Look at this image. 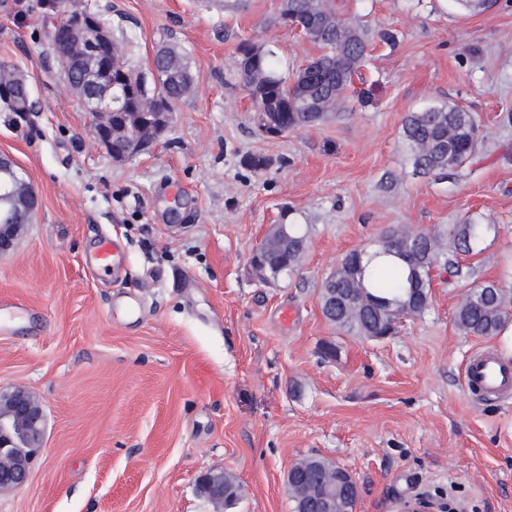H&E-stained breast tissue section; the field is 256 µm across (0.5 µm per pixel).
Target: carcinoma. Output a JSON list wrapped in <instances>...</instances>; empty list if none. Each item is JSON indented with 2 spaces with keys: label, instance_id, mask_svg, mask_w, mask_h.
I'll return each instance as SVG.
<instances>
[{
  "label": "carcinoma",
  "instance_id": "carcinoma-1",
  "mask_svg": "<svg viewBox=\"0 0 512 512\" xmlns=\"http://www.w3.org/2000/svg\"><path fill=\"white\" fill-rule=\"evenodd\" d=\"M315 11L327 19V24L318 31H304L318 49L316 62L326 65L314 83L301 87L288 79L280 72L275 52L254 42L241 43L240 57L234 61L235 75L245 89H258L268 103L288 104L279 113L278 125L290 130L308 129L330 117L370 47L367 31L336 14L332 0H282L275 22L285 25L290 18H308ZM338 48L348 60L347 69L341 74L329 68ZM154 65L152 76L157 82L145 80L126 102L123 120L131 127L150 107L157 89L165 90L169 100L177 103L188 96L195 84L196 74L189 57L176 44L161 46ZM20 78L22 75L14 67L0 64L1 111H16L14 93ZM402 138L414 170L437 179L450 170L464 168L476 150L480 128L471 113L444 104L408 113ZM284 228L288 232V248H283L276 228L265 244V271L274 277L295 270L307 247V232L302 225L286 224ZM495 231L493 224L468 220L434 233L404 225L388 228L379 239V254L401 261L403 267L369 269L362 264V256L348 254L322 284V296H328L334 287L338 299L336 310L324 312L326 320L363 338L389 335L401 317L421 315L428 309L433 267L441 265L461 275L455 262L457 254L477 250ZM510 322L512 292L492 281L465 292L454 314L456 328L467 336H496ZM323 470V483L309 487L306 498L318 495L325 485L334 482L338 486L336 512H353L358 494L340 489L351 475L326 458Z\"/></svg>",
  "mask_w": 512,
  "mask_h": 512
}]
</instances>
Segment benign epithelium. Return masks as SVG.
Here are the masks:
<instances>
[{
    "instance_id": "1",
    "label": "benign epithelium",
    "mask_w": 512,
    "mask_h": 512,
    "mask_svg": "<svg viewBox=\"0 0 512 512\" xmlns=\"http://www.w3.org/2000/svg\"><path fill=\"white\" fill-rule=\"evenodd\" d=\"M64 21L56 22L52 31V46L58 57L68 60L71 67L81 70L76 84L77 96L86 110L97 116L93 136L116 161H124L157 141L172 119L173 106L163 93H156L153 106L156 112L138 128L134 137L117 142L125 134L114 118L120 115L122 100L112 97V67L110 63L112 35L99 20L95 11L84 8L67 11ZM8 167L0 169V197L8 198L20 183L27 187V206L22 218L14 219L6 212L0 219V254L12 250L24 232L27 217L36 213L39 196L29 181L15 168L14 162L0 156ZM45 414L41 402L26 388L0 390V489L23 486L30 467L43 448ZM198 490L216 506H224V472L209 471L198 479ZM298 505L309 512H334L336 490L327 489L320 500Z\"/></svg>"
}]
</instances>
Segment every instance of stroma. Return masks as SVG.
Listing matches in <instances>:
<instances>
[{
  "label": "stroma",
  "instance_id": "obj_1",
  "mask_svg": "<svg viewBox=\"0 0 512 512\" xmlns=\"http://www.w3.org/2000/svg\"><path fill=\"white\" fill-rule=\"evenodd\" d=\"M98 12L127 64L149 72L178 44L197 81L160 139L115 161L62 78L54 16L0 0V63L28 80L34 112H0V154L40 207L0 256V388L41 401L44 447L0 512H215L197 490L221 470L242 486L227 512H293L285 475L319 455L359 485L354 512H398L419 498L454 512H512V398L462 383L489 346L512 362V324L462 335L460 294L512 288V0L470 11L453 0H334L371 29L369 56L339 115L266 136L234 78L242 40L266 43L283 73L317 49L271 25L280 0H65ZM471 112L484 142L463 173L414 171L408 113ZM266 161L252 169L244 160ZM496 225L455 277L432 274L430 305L395 335L362 339L323 316V279L397 224ZM308 233L302 265L270 277L253 253L273 224ZM124 248L119 278L86 253Z\"/></svg>",
  "mask_w": 512,
  "mask_h": 512
}]
</instances>
